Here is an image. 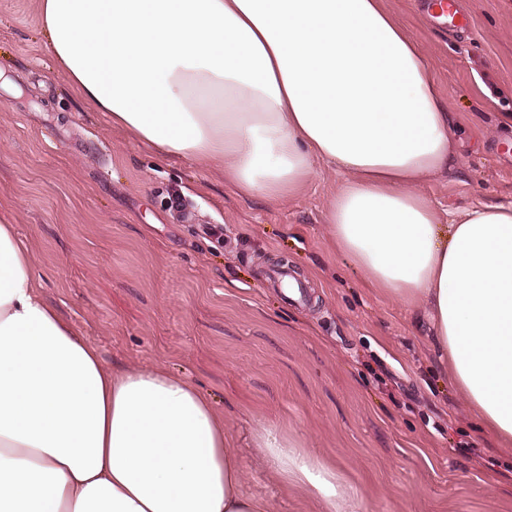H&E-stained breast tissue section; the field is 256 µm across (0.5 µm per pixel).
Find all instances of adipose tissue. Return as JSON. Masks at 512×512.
Here are the masks:
<instances>
[{
  "instance_id": "ef3b65f1",
  "label": "adipose tissue",
  "mask_w": 512,
  "mask_h": 512,
  "mask_svg": "<svg viewBox=\"0 0 512 512\" xmlns=\"http://www.w3.org/2000/svg\"><path fill=\"white\" fill-rule=\"evenodd\" d=\"M72 90L159 155L215 163L279 202L322 163L327 233L365 286L426 319L466 405L512 444V203L448 223L421 192L454 170V117L384 0H42ZM258 460L322 512L336 470L255 432ZM224 417L164 366L115 370L42 296L0 224V512H271L243 494Z\"/></svg>"
}]
</instances>
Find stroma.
I'll use <instances>...</instances> for the list:
<instances>
[{"label":"stroma","mask_w":512,"mask_h":512,"mask_svg":"<svg viewBox=\"0 0 512 512\" xmlns=\"http://www.w3.org/2000/svg\"><path fill=\"white\" fill-rule=\"evenodd\" d=\"M445 30L423 0H386L454 116L456 170L423 193L441 212L512 202V0H458ZM41 0H0V218L43 296L113 367L160 364L224 416L245 493L319 512L254 457L265 424L336 466L355 512H512L500 447L435 361L414 311L363 285L325 224L342 181L321 167L282 202L239 195L218 165L159 156L70 88ZM306 291L289 300L268 270Z\"/></svg>","instance_id":"stroma-1"}]
</instances>
